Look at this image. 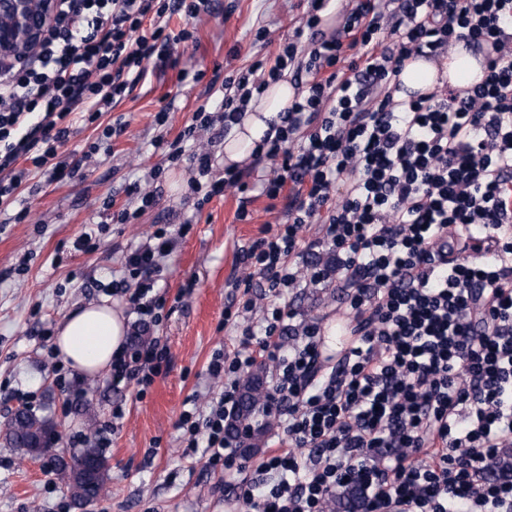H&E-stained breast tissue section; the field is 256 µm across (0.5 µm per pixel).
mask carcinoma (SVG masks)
I'll list each match as a JSON object with an SVG mask.
<instances>
[{"mask_svg": "<svg viewBox=\"0 0 512 512\" xmlns=\"http://www.w3.org/2000/svg\"><path fill=\"white\" fill-rule=\"evenodd\" d=\"M266 384V370L261 368L243 384L241 389L238 417L253 419L263 407L262 393ZM55 432L54 422L37 414L27 407L15 411L7 427L5 439L12 448L28 455L37 451V447L50 448L53 441L50 435ZM263 429L256 428L242 438L239 446L243 452L255 455L260 449ZM108 472L107 459L99 449L89 444L78 454L65 458L55 457V474L65 480L75 501L82 504L99 497L105 486Z\"/></svg>", "mask_w": 512, "mask_h": 512, "instance_id": "cac0c4a2", "label": "carcinoma"}]
</instances>
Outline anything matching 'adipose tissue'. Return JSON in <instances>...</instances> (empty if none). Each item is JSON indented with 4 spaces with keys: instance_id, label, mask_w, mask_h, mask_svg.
<instances>
[{
    "instance_id": "ef3b65f1",
    "label": "adipose tissue",
    "mask_w": 512,
    "mask_h": 512,
    "mask_svg": "<svg viewBox=\"0 0 512 512\" xmlns=\"http://www.w3.org/2000/svg\"><path fill=\"white\" fill-rule=\"evenodd\" d=\"M295 90L288 79L270 84L264 93L251 101L241 125L224 142L225 165L247 160L268 131V119L291 103ZM127 334L126 319L121 311L107 303H90L67 315L57 331L54 346L75 370L100 373L120 352Z\"/></svg>"
}]
</instances>
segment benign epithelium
<instances>
[{"mask_svg":"<svg viewBox=\"0 0 512 512\" xmlns=\"http://www.w3.org/2000/svg\"><path fill=\"white\" fill-rule=\"evenodd\" d=\"M58 0H0V73L27 69L53 24Z\"/></svg>","mask_w":512,"mask_h":512,"instance_id":"obj_1","label":"benign epithelium"}]
</instances>
